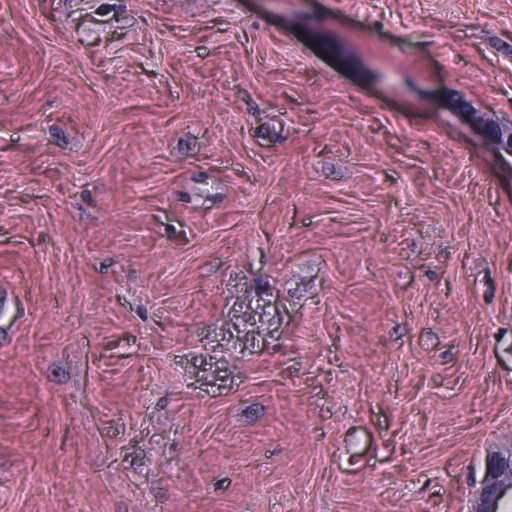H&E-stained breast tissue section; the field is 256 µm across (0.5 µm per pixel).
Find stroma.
<instances>
[{"mask_svg":"<svg viewBox=\"0 0 512 512\" xmlns=\"http://www.w3.org/2000/svg\"><path fill=\"white\" fill-rule=\"evenodd\" d=\"M510 125L512 0H0V512H466Z\"/></svg>","mask_w":512,"mask_h":512,"instance_id":"stroma-1","label":"stroma"}]
</instances>
